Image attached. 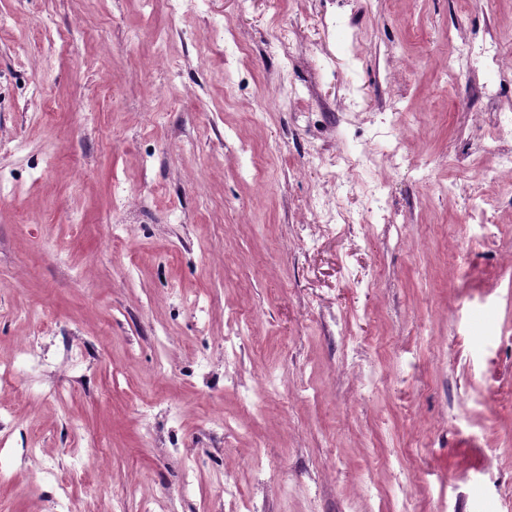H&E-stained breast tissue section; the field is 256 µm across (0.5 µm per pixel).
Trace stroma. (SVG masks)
<instances>
[{
    "instance_id": "1",
    "label": "stroma",
    "mask_w": 512,
    "mask_h": 512,
    "mask_svg": "<svg viewBox=\"0 0 512 512\" xmlns=\"http://www.w3.org/2000/svg\"><path fill=\"white\" fill-rule=\"evenodd\" d=\"M492 36L512 0H0V358L51 369L0 512L48 466L76 512H512V174L468 182L512 81H448Z\"/></svg>"
}]
</instances>
